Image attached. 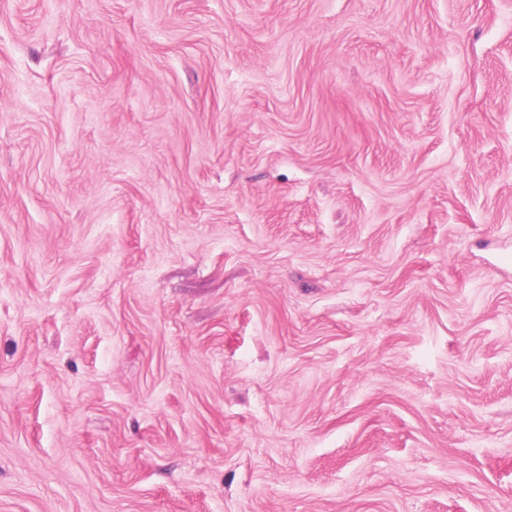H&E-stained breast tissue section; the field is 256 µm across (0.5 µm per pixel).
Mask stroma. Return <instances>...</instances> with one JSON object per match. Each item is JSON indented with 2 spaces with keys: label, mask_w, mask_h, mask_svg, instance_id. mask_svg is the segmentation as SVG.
Masks as SVG:
<instances>
[{
  "label": "stroma",
  "mask_w": 512,
  "mask_h": 512,
  "mask_svg": "<svg viewBox=\"0 0 512 512\" xmlns=\"http://www.w3.org/2000/svg\"><path fill=\"white\" fill-rule=\"evenodd\" d=\"M512 0H0V512H512Z\"/></svg>",
  "instance_id": "35a3bbf8"
}]
</instances>
